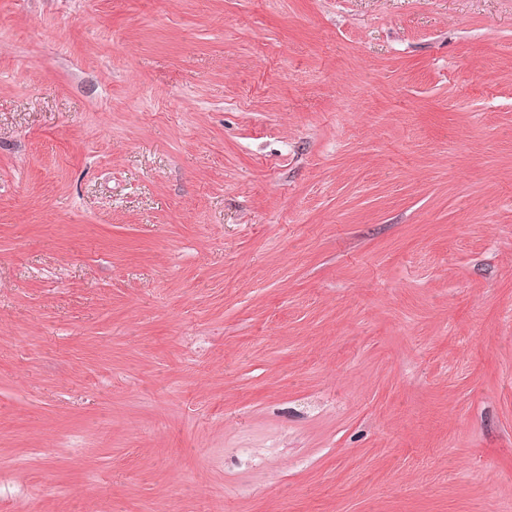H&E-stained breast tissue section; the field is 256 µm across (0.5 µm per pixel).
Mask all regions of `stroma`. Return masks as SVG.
Segmentation results:
<instances>
[{
	"label": "stroma",
	"mask_w": 512,
	"mask_h": 512,
	"mask_svg": "<svg viewBox=\"0 0 512 512\" xmlns=\"http://www.w3.org/2000/svg\"><path fill=\"white\" fill-rule=\"evenodd\" d=\"M0 512H512V0H0Z\"/></svg>",
	"instance_id": "stroma-1"
}]
</instances>
